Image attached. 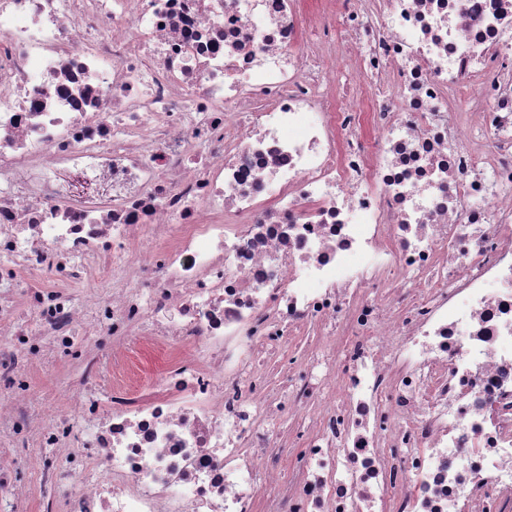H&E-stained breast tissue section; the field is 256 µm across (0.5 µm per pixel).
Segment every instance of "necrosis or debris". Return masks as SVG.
<instances>
[{"mask_svg":"<svg viewBox=\"0 0 512 512\" xmlns=\"http://www.w3.org/2000/svg\"><path fill=\"white\" fill-rule=\"evenodd\" d=\"M0 445L43 512H512V0H0ZM76 368V363L67 359H56L37 365L33 389L48 402L53 412H71V396L66 385Z\"/></svg>","mask_w":512,"mask_h":512,"instance_id":"obj_1","label":"necrosis or debris"}]
</instances>
